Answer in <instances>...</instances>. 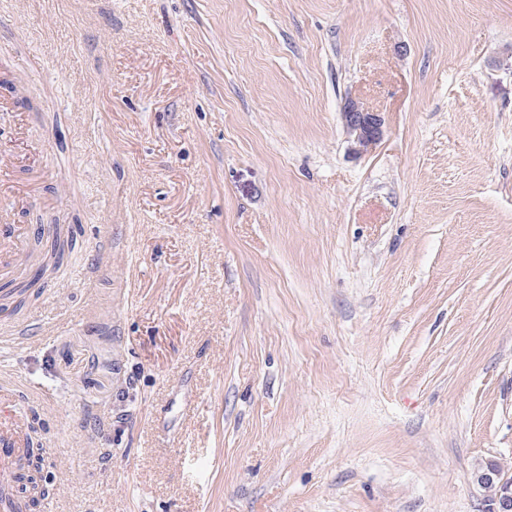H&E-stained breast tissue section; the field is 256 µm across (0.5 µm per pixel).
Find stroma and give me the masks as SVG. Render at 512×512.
Segmentation results:
<instances>
[{"label": "stroma", "instance_id": "obj_1", "mask_svg": "<svg viewBox=\"0 0 512 512\" xmlns=\"http://www.w3.org/2000/svg\"><path fill=\"white\" fill-rule=\"evenodd\" d=\"M1 99L16 223L79 241L0 317L41 512H487L512 0H0ZM341 118L354 155L368 153L382 140L384 120L381 113L368 110L358 99H345Z\"/></svg>", "mask_w": 512, "mask_h": 512}]
</instances>
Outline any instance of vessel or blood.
I'll return each instance as SVG.
<instances>
[{"label": "vessel or blood", "instance_id": "1", "mask_svg": "<svg viewBox=\"0 0 512 512\" xmlns=\"http://www.w3.org/2000/svg\"><path fill=\"white\" fill-rule=\"evenodd\" d=\"M26 185L15 182L0 170V203L26 200ZM25 242L23 231L0 213V258L20 256ZM18 396L0 391V512H28V503L19 491L21 465L29 445L30 423L17 404Z\"/></svg>", "mask_w": 512, "mask_h": 512}]
</instances>
